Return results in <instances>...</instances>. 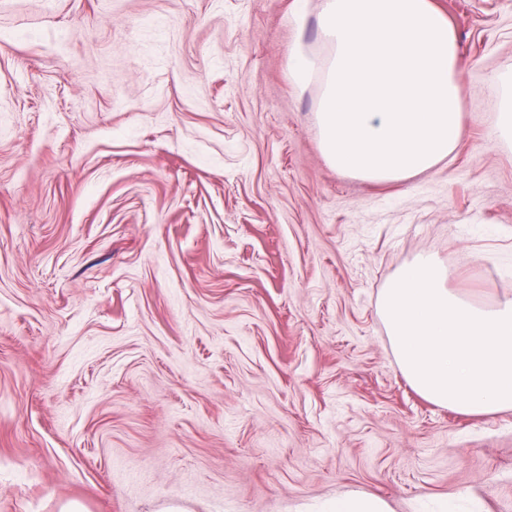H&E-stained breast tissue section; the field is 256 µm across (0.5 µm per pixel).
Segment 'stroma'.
<instances>
[{
  "mask_svg": "<svg viewBox=\"0 0 512 512\" xmlns=\"http://www.w3.org/2000/svg\"><path fill=\"white\" fill-rule=\"evenodd\" d=\"M436 3L463 137L375 183L288 77L320 0H0V512H512V410L422 399L378 308L422 253L512 298V0ZM503 95L496 120L497 140L512 145V75L501 79ZM319 512H392L389 502L378 495L350 493L326 501Z\"/></svg>",
  "mask_w": 512,
  "mask_h": 512,
  "instance_id": "1",
  "label": "stroma"
}]
</instances>
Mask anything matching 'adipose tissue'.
<instances>
[{
    "label": "adipose tissue",
    "mask_w": 512,
    "mask_h": 512,
    "mask_svg": "<svg viewBox=\"0 0 512 512\" xmlns=\"http://www.w3.org/2000/svg\"><path fill=\"white\" fill-rule=\"evenodd\" d=\"M326 56L297 50L298 86L321 76L320 150L338 172L399 182L452 157L464 120L456 33L435 0H321Z\"/></svg>",
    "instance_id": "obj_1"
}]
</instances>
